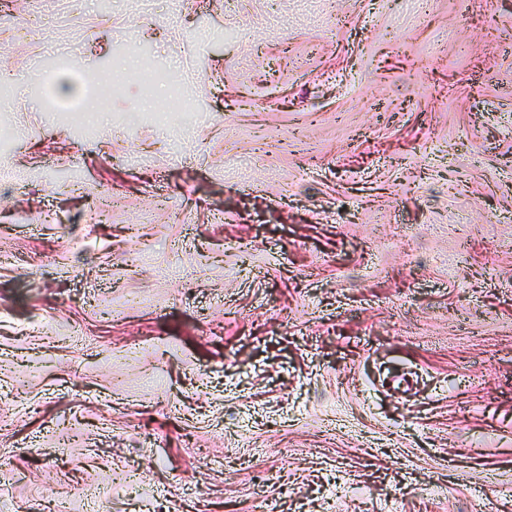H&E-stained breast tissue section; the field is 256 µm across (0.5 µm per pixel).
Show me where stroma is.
I'll use <instances>...</instances> for the list:
<instances>
[{
    "instance_id": "1",
    "label": "stroma",
    "mask_w": 512,
    "mask_h": 512,
    "mask_svg": "<svg viewBox=\"0 0 512 512\" xmlns=\"http://www.w3.org/2000/svg\"><path fill=\"white\" fill-rule=\"evenodd\" d=\"M15 84L9 512H512V0H0Z\"/></svg>"
}]
</instances>
